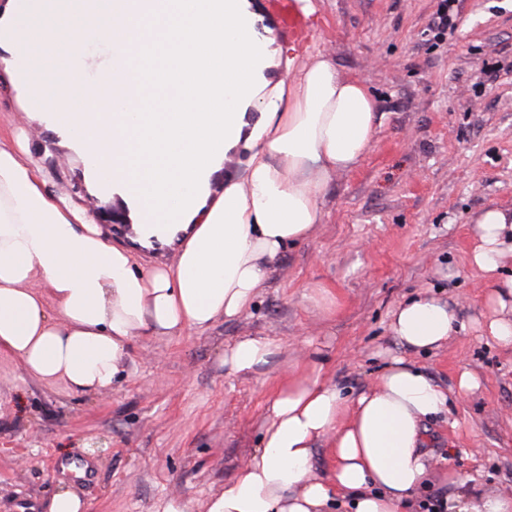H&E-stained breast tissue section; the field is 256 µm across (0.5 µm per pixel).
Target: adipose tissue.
I'll return each mask as SVG.
<instances>
[{
    "label": "adipose tissue",
    "instance_id": "obj_1",
    "mask_svg": "<svg viewBox=\"0 0 512 512\" xmlns=\"http://www.w3.org/2000/svg\"><path fill=\"white\" fill-rule=\"evenodd\" d=\"M111 33V98L87 96L73 79L76 45ZM272 36L257 34L244 0H15L0 20V50L26 96L41 97L46 119L85 152L92 182L131 202L143 238L185 232L176 261L149 271L110 244L91 216L71 210L29 162L0 142V348L31 376L65 380L83 393L110 389L138 336L205 331L242 314L288 245L323 221L336 174L357 167L382 124L373 95L343 78L316 51L265 87ZM163 52L186 82L190 111H150L139 58ZM259 118L245 127L247 107ZM241 145L243 176L218 195L209 178L229 146ZM471 267L486 279L488 314L480 330L512 348V207L471 219ZM456 311L423 296L399 305L390 331L405 347L430 351L457 332ZM270 342L246 338L224 356L231 372H257ZM312 362L273 400L261 446L204 512H328L337 495L351 512H407L426 486L427 419L448 394L426 373L394 359L354 400L321 378ZM327 443L334 464L314 472ZM447 512H512V495L475 492L467 482L446 498Z\"/></svg>",
    "mask_w": 512,
    "mask_h": 512
}]
</instances>
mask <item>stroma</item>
<instances>
[{"label": "stroma", "mask_w": 512, "mask_h": 512, "mask_svg": "<svg viewBox=\"0 0 512 512\" xmlns=\"http://www.w3.org/2000/svg\"><path fill=\"white\" fill-rule=\"evenodd\" d=\"M440 0H311L327 51L344 77L361 79L384 114L373 147L338 173L310 238L281 254L237 319L179 336L133 339L111 389L81 393L28 375L0 350V512H44L60 485L85 512H158L175 498L188 512L228 486L260 446L270 404L313 359L347 399L372 388L402 357L449 392L427 422L433 460L426 493L450 476L512 495V349L482 338L488 281L469 257L467 219L512 206V0H457L456 31L425 30ZM257 29H272L263 78L285 76L288 39L268 0H246ZM309 47V48H310ZM0 141L22 142L54 196L85 208L98 199L86 160L20 93L0 58ZM98 226L133 252L141 269L171 265L180 238L143 241L117 195L99 199ZM121 209L123 224L112 221ZM429 294L464 323L442 347L414 352L389 329L400 304ZM246 337L277 348L259 373H232L224 354ZM478 390L456 391L461 370Z\"/></svg>", "instance_id": "1"}]
</instances>
